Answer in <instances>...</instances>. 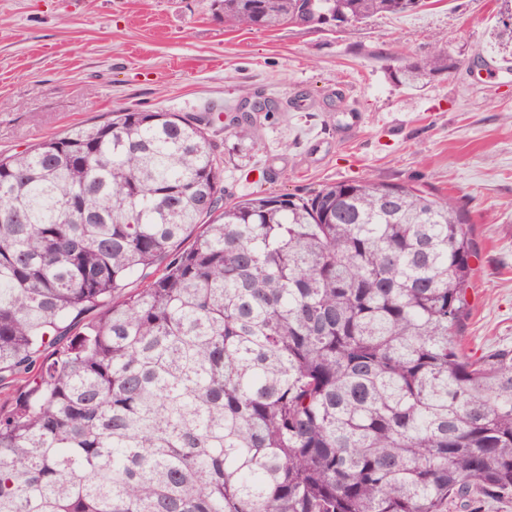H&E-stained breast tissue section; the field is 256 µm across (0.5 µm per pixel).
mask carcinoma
<instances>
[{
    "mask_svg": "<svg viewBox=\"0 0 512 512\" xmlns=\"http://www.w3.org/2000/svg\"><path fill=\"white\" fill-rule=\"evenodd\" d=\"M213 2L227 28L272 30L300 0ZM324 2L361 23L423 0ZM457 65L435 44L398 72ZM210 126L125 109L0 157V378L36 369L0 414V512L512 497V348L458 339L465 214L372 178L227 199ZM230 133L256 144L247 113Z\"/></svg>",
    "mask_w": 512,
    "mask_h": 512,
    "instance_id": "cac0c4a2",
    "label": "carcinoma"
}]
</instances>
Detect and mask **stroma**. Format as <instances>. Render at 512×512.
I'll use <instances>...</instances> for the list:
<instances>
[{
	"label": "stroma",
	"mask_w": 512,
	"mask_h": 512,
	"mask_svg": "<svg viewBox=\"0 0 512 512\" xmlns=\"http://www.w3.org/2000/svg\"><path fill=\"white\" fill-rule=\"evenodd\" d=\"M502 0H440L342 31L224 27L212 0H0V153L115 109L193 119L254 93L247 149L215 123L224 189L310 196L372 177L453 197L477 253L460 339L512 347V48L492 30ZM440 43L457 60L418 88L402 58Z\"/></svg>",
	"instance_id": "stroma-1"
}]
</instances>
